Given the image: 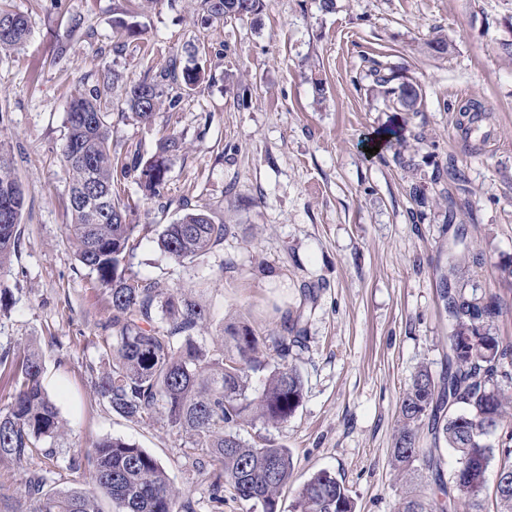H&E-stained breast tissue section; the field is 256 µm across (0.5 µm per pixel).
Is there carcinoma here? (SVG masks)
<instances>
[{"mask_svg":"<svg viewBox=\"0 0 512 512\" xmlns=\"http://www.w3.org/2000/svg\"><path fill=\"white\" fill-rule=\"evenodd\" d=\"M211 19L255 18L263 0H197ZM10 25L0 34V51L22 46L30 34L27 18L0 5V24ZM375 90L396 109L419 112L424 105L421 88L412 82L399 85L389 97L392 78L380 66L371 69ZM178 84L192 91L199 86L196 71L179 69L177 58L154 76H146L126 90L125 110L149 123L162 104L165 88ZM68 137L62 148L68 175L71 223L68 238L76 247L79 263L95 283L109 290L112 335L101 337L108 366L95 377L94 392L113 413L141 423L163 418L185 436L197 472L208 482L210 502L224 505L229 487L241 501L261 512H278L282 490L288 486L294 463L285 447L251 444L241 438L238 426L250 419L280 425L294 416L304 397V380L290 362L307 342L303 312L289 310L284 334L274 339L277 361L270 366L258 359L265 337L247 327L230 334L214 348L199 342L197 333L206 321L205 310L176 294L162 295L149 280L128 271V258L136 248L138 225L127 223V205L115 190V155L112 153V112L93 88L73 97L67 110ZM396 163L419 169L413 156H405L402 135ZM181 139L171 134L156 151L125 156L122 173H134L145 195H160ZM24 196L10 163L0 154V272L20 246ZM229 224H216L207 210L196 208L165 226L159 246L179 263H190L224 243ZM458 259L448 257V273L439 281V297L448 317L449 337L456 340L444 370L434 375L420 367L398 401V425L392 460L401 472L427 470L439 501L411 497L401 512H446L447 501L466 499L479 505L485 495L487 471L495 448L487 437L503 431L512 442V421L502 386L512 385V345L492 331L500 307L492 297L477 293L476 286L456 279ZM0 370L11 376V392L0 405V458L20 464L35 457L46 463L26 473L22 501L15 512H103L100 497L112 512H193L182 500L158 460L136 443L122 438L96 441L88 453L92 486L57 489L56 449L62 446L65 426L59 410L42 384L44 366L38 352L19 357L11 349L0 351ZM262 374L254 389V375ZM430 446L420 447L421 433ZM451 451L457 467L445 479L443 452ZM504 463L494 494L499 510L512 512V449L502 451ZM294 512H355L348 489L336 474L322 470L298 491Z\"/></svg>","mask_w":512,"mask_h":512,"instance_id":"obj_1","label":"carcinoma"}]
</instances>
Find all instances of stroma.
Listing matches in <instances>:
<instances>
[{"label": "stroma", "mask_w": 512, "mask_h": 512, "mask_svg": "<svg viewBox=\"0 0 512 512\" xmlns=\"http://www.w3.org/2000/svg\"><path fill=\"white\" fill-rule=\"evenodd\" d=\"M31 35L0 53V153L25 205L21 243L0 281L14 305L0 312V345L32 347L43 385L67 424L59 464L104 437L135 441L155 456L195 512L213 511L187 444L165 421L137 423L100 406L92 389L97 342L112 318L108 292L92 285L65 238L68 186L61 156L68 102L118 73L107 99L117 156L150 154L159 139L184 148L161 196L134 177L118 191L137 226L129 264L165 293L183 292L209 312L206 345L247 326L266 336L258 357L272 364V337L287 309L302 308L306 349L296 364L304 400L287 422L241 425L250 442L288 448L295 490L326 469L341 477L356 512H399L407 494L430 498L428 472L406 481L391 459L397 402L419 366L440 373L448 318L438 298L448 242L463 232L479 264L457 276L496 297L493 330L512 343V0H264L259 22L205 20L196 0H9ZM133 26L134 37L118 29ZM448 51L431 52L436 34ZM199 67L203 82L162 106L152 122L122 113L126 84L169 57ZM418 83L420 112L386 109L373 92L370 60ZM478 100L486 141L464 138L458 105ZM422 138L416 156L424 194L378 131ZM455 163L464 186L456 205L439 199L432 176ZM203 206L230 225L223 245L180 264L157 245L183 206Z\"/></svg>", "instance_id": "stroma-1"}]
</instances>
